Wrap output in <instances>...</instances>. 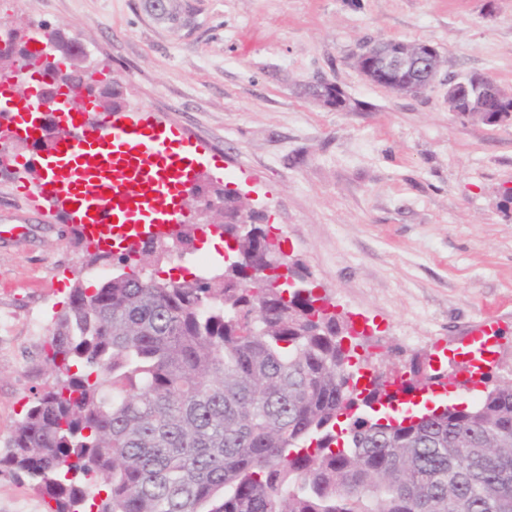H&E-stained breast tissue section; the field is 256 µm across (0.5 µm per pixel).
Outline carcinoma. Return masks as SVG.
Here are the masks:
<instances>
[{
  "label": "carcinoma",
  "mask_w": 512,
  "mask_h": 512,
  "mask_svg": "<svg viewBox=\"0 0 512 512\" xmlns=\"http://www.w3.org/2000/svg\"><path fill=\"white\" fill-rule=\"evenodd\" d=\"M57 42L56 89L82 85L77 107L123 108L119 84L71 62ZM0 74L43 72L21 33ZM206 210L238 211L226 189L197 185ZM224 225L256 269L280 240L262 217ZM139 262L91 294L78 285L43 350L49 378L0 448V474L26 478L49 512H512V384L464 409L395 417L362 409L395 402L391 373L358 386L351 325L303 287L271 295L234 263L213 278L160 281ZM411 394L439 379L413 363Z\"/></svg>",
  "instance_id": "cac0c4a2"
}]
</instances>
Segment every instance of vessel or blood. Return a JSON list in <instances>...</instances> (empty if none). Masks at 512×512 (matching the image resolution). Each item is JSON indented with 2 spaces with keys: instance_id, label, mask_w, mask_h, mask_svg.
I'll list each match as a JSON object with an SVG mask.
<instances>
[{
  "instance_id": "1",
  "label": "vessel or blood",
  "mask_w": 512,
  "mask_h": 512,
  "mask_svg": "<svg viewBox=\"0 0 512 512\" xmlns=\"http://www.w3.org/2000/svg\"><path fill=\"white\" fill-rule=\"evenodd\" d=\"M9 86L0 81V110L12 113L14 133L32 135V100ZM62 119L69 134L47 154L30 198L58 200L66 223L97 247L110 244L129 253L143 241L176 237L181 196L202 165L197 146L142 114L117 112L95 128L86 127L78 112Z\"/></svg>"
}]
</instances>
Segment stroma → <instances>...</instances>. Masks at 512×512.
<instances>
[{
    "mask_svg": "<svg viewBox=\"0 0 512 512\" xmlns=\"http://www.w3.org/2000/svg\"><path fill=\"white\" fill-rule=\"evenodd\" d=\"M0 0V22L48 24L121 80L125 108L175 126L223 159L282 250L362 329L372 365L449 369L493 323L491 375L512 378V120L489 125L448 110V77L482 73L512 94V0ZM425 40L440 78L415 96L368 83L353 57L376 39ZM343 111L306 95L317 79ZM0 176V443L47 379L43 348L75 285L94 290L113 261L89 266L53 201L33 206L37 150ZM195 250L145 265L159 280L222 263L207 217L190 210ZM0 512H48L27 480L0 475Z\"/></svg>",
    "mask_w": 512,
    "mask_h": 512,
    "instance_id": "35a3bbf8",
    "label": "stroma"
}]
</instances>
